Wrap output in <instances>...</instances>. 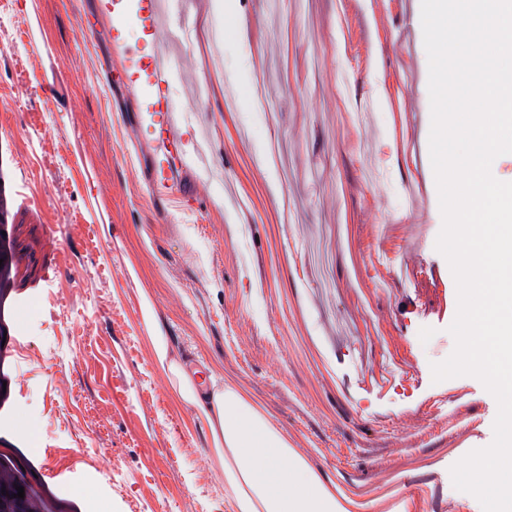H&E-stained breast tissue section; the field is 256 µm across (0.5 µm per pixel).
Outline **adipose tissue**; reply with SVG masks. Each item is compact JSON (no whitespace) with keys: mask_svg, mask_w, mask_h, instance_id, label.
Instances as JSON below:
<instances>
[{"mask_svg":"<svg viewBox=\"0 0 512 512\" xmlns=\"http://www.w3.org/2000/svg\"><path fill=\"white\" fill-rule=\"evenodd\" d=\"M141 310L157 366L207 421L210 459L224 473L230 512H360V503L314 469L243 389L215 380L202 387L175 359L149 300Z\"/></svg>","mask_w":512,"mask_h":512,"instance_id":"1","label":"adipose tissue"}]
</instances>
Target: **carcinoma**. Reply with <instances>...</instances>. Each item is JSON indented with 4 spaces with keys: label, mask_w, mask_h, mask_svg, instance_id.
Segmentation results:
<instances>
[{
    "label": "carcinoma",
    "mask_w": 512,
    "mask_h": 512,
    "mask_svg": "<svg viewBox=\"0 0 512 512\" xmlns=\"http://www.w3.org/2000/svg\"><path fill=\"white\" fill-rule=\"evenodd\" d=\"M24 498L16 497V487ZM68 505L50 498L29 462L17 450L0 452V512H65Z\"/></svg>",
    "instance_id": "obj_1"
}]
</instances>
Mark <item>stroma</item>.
<instances>
[{
  "label": "stroma",
  "instance_id": "stroma-1",
  "mask_svg": "<svg viewBox=\"0 0 512 512\" xmlns=\"http://www.w3.org/2000/svg\"><path fill=\"white\" fill-rule=\"evenodd\" d=\"M32 2L0 22L17 255L0 451L81 505L229 512L206 421L155 365L146 296L179 362L243 388L363 512H482L450 468L492 442L497 402L474 377L432 380L457 290L435 248L420 0H182L192 31L164 89L147 0ZM162 94L195 115L165 196ZM22 404L37 442L8 423Z\"/></svg>",
  "mask_w": 512,
  "mask_h": 512
}]
</instances>
